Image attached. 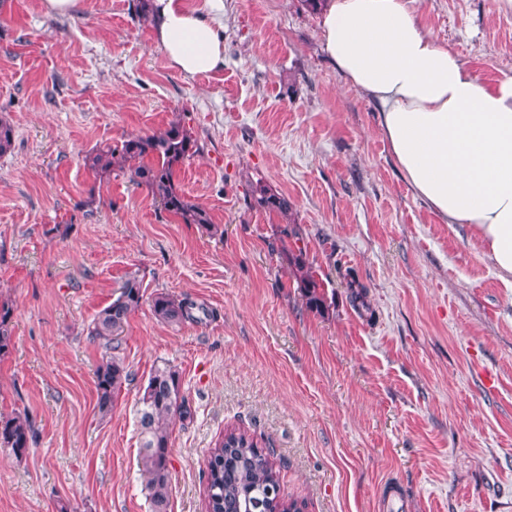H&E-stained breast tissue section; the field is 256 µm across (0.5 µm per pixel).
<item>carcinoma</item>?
<instances>
[{"label":"carcinoma","instance_id":"carcinoma-1","mask_svg":"<svg viewBox=\"0 0 512 512\" xmlns=\"http://www.w3.org/2000/svg\"><path fill=\"white\" fill-rule=\"evenodd\" d=\"M200 152L198 139L191 129L179 122L151 135L128 138L114 147L96 148L84 157V166L99 178L114 171L127 174L131 182L144 186L161 207L185 224H211L206 209L187 198L175 183L177 169ZM253 206L268 213L285 215L288 200L267 185H252ZM288 265L300 284L305 306L319 314L328 309L325 285L303 255L302 250L282 248ZM142 281L135 275L125 279L119 295L102 308L88 325V334L111 345L118 339L129 315L141 304ZM151 309L161 322L180 324L192 318L194 303L159 293ZM13 307L0 302V357L11 346ZM123 362L116 358L103 362L96 371L97 408L101 415L112 407L128 380ZM188 414L181 393L179 371L166 364L156 368L142 388L138 399L137 424L140 435L139 471L152 512H168L170 446L172 425L176 418ZM35 434L34 425L25 413L0 416V447L9 449L15 458H23ZM270 453L259 448L244 430L229 429L210 451L207 461V512H233L248 508L251 512H290L295 505L282 497L266 495L279 486V478L269 459Z\"/></svg>","mask_w":512,"mask_h":512}]
</instances>
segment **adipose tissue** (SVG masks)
I'll return each mask as SVG.
<instances>
[{
	"instance_id": "adipose-tissue-1",
	"label": "adipose tissue",
	"mask_w": 512,
	"mask_h": 512,
	"mask_svg": "<svg viewBox=\"0 0 512 512\" xmlns=\"http://www.w3.org/2000/svg\"><path fill=\"white\" fill-rule=\"evenodd\" d=\"M413 0H328L322 43L344 81L380 109L405 181L442 221L462 224L512 286V75L480 82L421 24ZM157 45L178 73L224 64V0H154Z\"/></svg>"
}]
</instances>
